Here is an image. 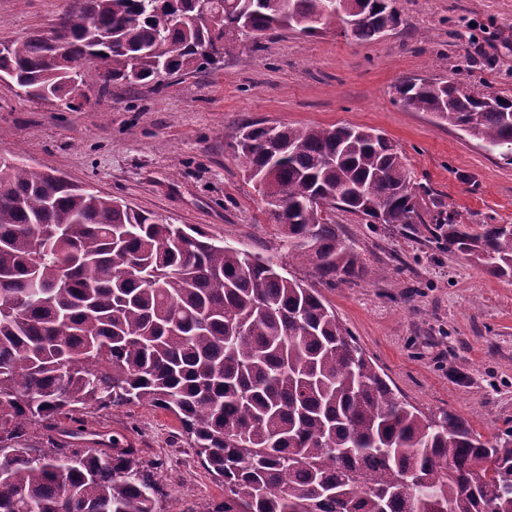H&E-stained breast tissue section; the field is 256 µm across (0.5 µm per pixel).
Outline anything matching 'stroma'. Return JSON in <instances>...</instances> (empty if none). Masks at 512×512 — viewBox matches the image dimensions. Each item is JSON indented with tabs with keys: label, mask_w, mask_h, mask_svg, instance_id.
Masks as SVG:
<instances>
[{
	"label": "stroma",
	"mask_w": 512,
	"mask_h": 512,
	"mask_svg": "<svg viewBox=\"0 0 512 512\" xmlns=\"http://www.w3.org/2000/svg\"><path fill=\"white\" fill-rule=\"evenodd\" d=\"M73 0H0V42L46 33ZM402 24L360 41L335 27L244 42L217 68L162 86L114 83L88 104L28 99L0 82V157L121 198L216 243L278 260L316 289L401 399L484 437L512 427V281L437 244L435 211L456 223L512 225V162L434 115L404 107L410 78H466L512 99V0H397ZM358 125L385 133L429 195L419 224H368L338 210L341 236L367 275L336 285L293 260L282 225L239 165L247 123ZM164 476L158 512H214L224 487L202 467L177 418L146 403L97 413Z\"/></svg>",
	"instance_id": "stroma-1"
}]
</instances>
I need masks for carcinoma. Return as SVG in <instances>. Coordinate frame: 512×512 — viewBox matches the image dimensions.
Here are the masks:
<instances>
[{
    "instance_id": "obj_1",
    "label": "carcinoma",
    "mask_w": 512,
    "mask_h": 512,
    "mask_svg": "<svg viewBox=\"0 0 512 512\" xmlns=\"http://www.w3.org/2000/svg\"><path fill=\"white\" fill-rule=\"evenodd\" d=\"M394 2L365 0L369 16L351 35L397 29ZM333 5L81 0L54 30L56 59L40 36L15 39L0 45V74L76 111L77 84L207 69L279 29L316 34ZM395 90L405 107L512 161V100L460 79ZM235 152L285 227L288 252L322 280L366 275L335 210L368 224L423 223L417 190L428 189L372 129L255 123ZM433 221L448 251L512 280V225L474 231L441 212ZM136 402L179 420L224 484L219 512H512L502 487L512 427L485 438L400 399L321 295L273 258L59 182L21 155L0 161V512H156L157 472L89 420Z\"/></svg>"
}]
</instances>
